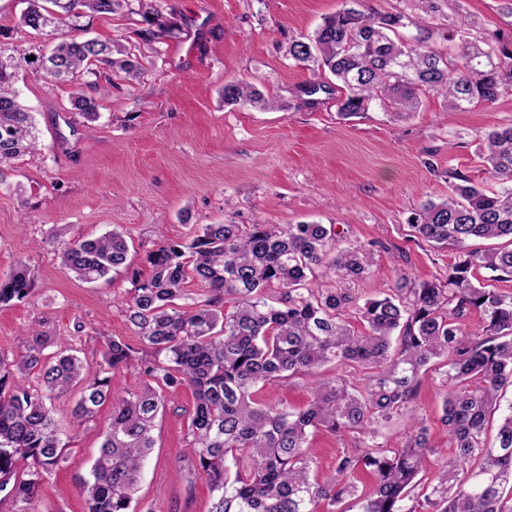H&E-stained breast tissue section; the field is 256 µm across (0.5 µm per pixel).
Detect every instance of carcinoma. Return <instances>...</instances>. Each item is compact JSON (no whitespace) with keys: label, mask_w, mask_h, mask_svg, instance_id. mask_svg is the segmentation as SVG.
<instances>
[{"label":"carcinoma","mask_w":512,"mask_h":512,"mask_svg":"<svg viewBox=\"0 0 512 512\" xmlns=\"http://www.w3.org/2000/svg\"><path fill=\"white\" fill-rule=\"evenodd\" d=\"M130 0H21L17 30L56 36L50 52L14 49L22 65L49 83L74 86L75 114L100 117L112 73L132 83L138 65L122 58L112 39L77 37L82 18L106 17ZM155 38L165 23L156 0H136ZM361 0L343 6L311 34L288 43L296 64L316 62L321 72L300 87L305 103L323 93L336 112L351 117L376 103L385 112H415L430 93L446 109L489 104L512 92V40L481 35L465 21L437 32L401 13H370ZM413 26L410 37L400 29ZM121 57H114V53ZM35 59H29V56ZM21 65L0 63V183L13 161L38 150L34 117L14 87ZM95 77L83 80L84 75ZM224 104L269 110L274 102L244 81L224 84ZM485 189L459 172L448 195L423 202L409 221L413 240L452 246L456 259L442 277L412 281L399 275L393 288L370 297L357 285L370 277L374 252L349 241L332 224H204L183 240L164 239L148 252L147 276L132 274L122 313L149 353L114 337L104 340L99 373L89 378L82 360L66 348L53 353L49 338L24 332L13 358L0 353V489L17 512L42 495L65 463L53 400L81 386L76 420H93L109 402L112 418L99 457L84 481L87 512H139L135 499L145 458L154 448L166 393L192 390L187 446L181 459L188 485L201 477L212 496L209 512H512V405L501 416L496 443L482 434L499 410L500 391L512 385V293L495 288L512 281V125L481 136ZM54 229L61 269L85 282L105 278L127 260L122 233L95 239ZM474 239H504L481 251ZM201 288L187 297L186 285ZM33 291L26 264L0 280V304ZM480 317L479 329L465 319ZM446 357L448 386L441 424L454 448H434L428 428L411 425L405 447L373 444L362 454L336 457L334 474L319 481L309 454L310 431H357L393 414L412 411L421 377ZM353 365L364 382L344 375L318 381L303 406L267 404L256 393L267 384L324 364ZM137 371L124 395L112 394L108 374ZM439 455L435 483L424 488L427 452ZM423 501L411 506V493Z\"/></svg>","instance_id":"obj_1"}]
</instances>
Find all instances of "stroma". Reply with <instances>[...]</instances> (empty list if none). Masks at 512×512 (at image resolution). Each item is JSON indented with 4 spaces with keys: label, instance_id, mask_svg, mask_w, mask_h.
Masks as SVG:
<instances>
[{
    "label": "stroma",
    "instance_id": "obj_1",
    "mask_svg": "<svg viewBox=\"0 0 512 512\" xmlns=\"http://www.w3.org/2000/svg\"><path fill=\"white\" fill-rule=\"evenodd\" d=\"M167 32L146 51L135 85L112 78V105L93 131L70 129L74 120L68 84L47 86L32 71L20 72L17 88L39 129L35 153L14 163L0 184V279L25 261L32 294L0 304V352L18 353L22 331L32 326L55 341H69L96 373L105 338L130 345L139 340L118 306L132 272L148 274L147 252L159 234L180 240L196 224L334 225L351 240L378 243L374 275L362 292L393 287L397 271L425 280L444 274L455 252L410 241L408 220L421 203L447 194L457 171L481 181L480 137L512 124V92L491 105L448 112L440 96H426L419 111L395 115L379 106L341 117L332 104L311 108L298 96L312 72L288 57V42L312 33L341 0H160ZM460 11L428 13L423 0H364L380 13L431 16L448 27L465 15L475 28L512 38V14L501 0H460ZM137 15L120 11L90 20V36L138 43ZM252 83L275 103L258 110L225 104L226 81ZM73 225L95 238L118 230L129 252L111 281L87 283L64 273L47 240L55 226ZM325 365L264 386L259 401L298 406L314 382L334 375ZM448 393L440 375L428 372L414 407L424 415L432 440ZM79 391L56 401L69 446L47 495L30 512H86L81 487L97 458L112 415L104 404L94 421L78 423L72 409ZM190 389L171 396L154 430L155 446L139 483L144 512H208L204 479L187 485L178 476L185 446ZM407 416L374 431L332 436L319 430L308 440L319 480L334 472L337 455L360 451L370 440L402 447Z\"/></svg>",
    "mask_w": 512,
    "mask_h": 512
}]
</instances>
